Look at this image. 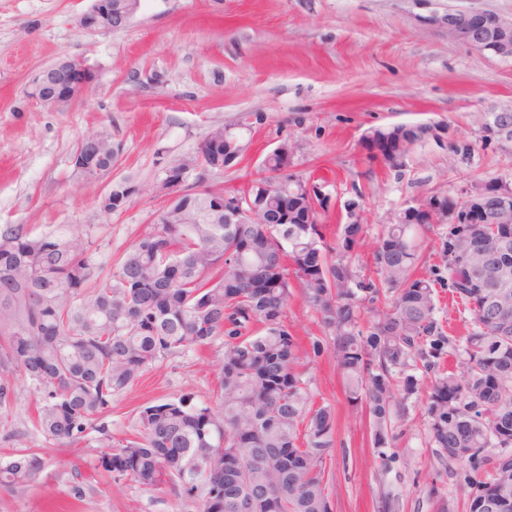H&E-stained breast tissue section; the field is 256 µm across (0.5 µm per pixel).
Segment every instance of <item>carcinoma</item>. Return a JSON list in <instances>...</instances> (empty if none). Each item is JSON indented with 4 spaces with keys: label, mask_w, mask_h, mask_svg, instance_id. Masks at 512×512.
I'll list each match as a JSON object with an SVG mask.
<instances>
[{
    "label": "carcinoma",
    "mask_w": 512,
    "mask_h": 512,
    "mask_svg": "<svg viewBox=\"0 0 512 512\" xmlns=\"http://www.w3.org/2000/svg\"><path fill=\"white\" fill-rule=\"evenodd\" d=\"M262 112L211 127L224 139L190 158H173L177 196L164 201L154 230L143 235L110 270L92 251L90 226L69 224L57 234L34 235L22 224L0 226V407L23 382L37 399L34 427L64 444L94 430L107 441L96 469L116 485L168 488L200 503V512H332L325 479L333 456L335 413L312 402L303 363L329 355L353 402L364 406L371 442L382 460L394 446L393 419L431 379L423 415L437 457L467 493L469 512H512V309L495 308L500 266L512 273V224H448L439 202L432 224H410L405 213L383 226L372 247L373 267L358 251L367 229L355 219L361 203L346 205L347 222L325 237L317 187L282 173L281 139L263 159L279 188L267 194L250 184L228 193L233 210L256 219L228 223L215 210L213 189L197 183L248 153ZM405 125L375 128L368 144L384 148L387 170L403 166ZM119 146L102 149L85 178L112 167ZM133 187L108 185L100 211L127 209ZM297 217L269 222L281 196ZM434 236L443 265L426 263L423 242ZM470 306L466 334L447 335L436 315V289ZM298 290L317 316L323 337L303 348L288 326L286 309ZM221 339L215 404L189 395L143 407L135 434L116 445L100 418L112 399L146 370ZM459 358L463 375L445 370ZM288 448V460L280 449ZM30 448L0 463V486H27L45 469Z\"/></svg>",
    "instance_id": "obj_1"
}]
</instances>
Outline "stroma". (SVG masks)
Masks as SVG:
<instances>
[{
    "mask_svg": "<svg viewBox=\"0 0 512 512\" xmlns=\"http://www.w3.org/2000/svg\"><path fill=\"white\" fill-rule=\"evenodd\" d=\"M91 0H0V224L33 233L88 224L102 265H113L151 230L157 184L166 163L194 156L208 127L247 112L267 122L249 155L210 183L248 185L261 158L285 137L299 140L291 169L323 179L328 226L344 223L357 197L369 235L414 198L443 192L464 199L475 185L512 186V138L487 131L512 113V59L478 51L448 36L449 13L485 12L512 20V0H142L128 27L89 36L77 16ZM87 57L95 75L77 102L57 111L27 95L41 69ZM145 73L161 78L142 82ZM434 124L437 137L412 147L401 172L372 171L362 139L392 124ZM110 135L121 152L110 175L85 180L72 159L81 136ZM128 181V208L105 217L98 196ZM222 341L146 371L113 400L105 421L113 440L133 433L149 404L182 394L214 401L215 357ZM313 401L336 415L337 445L326 467L333 512H468L466 491L427 445L420 404L396 422L398 461L384 464L371 443L368 419L352 403L334 360L305 370ZM34 398L18 387L0 409V461L16 441L38 449L45 470L28 486L0 487V512H198L172 491L111 486L98 491L99 435L62 445L32 425ZM88 491L70 494L73 472Z\"/></svg>",
    "mask_w": 512,
    "mask_h": 512,
    "instance_id": "35a3bbf8",
    "label": "stroma"
}]
</instances>
